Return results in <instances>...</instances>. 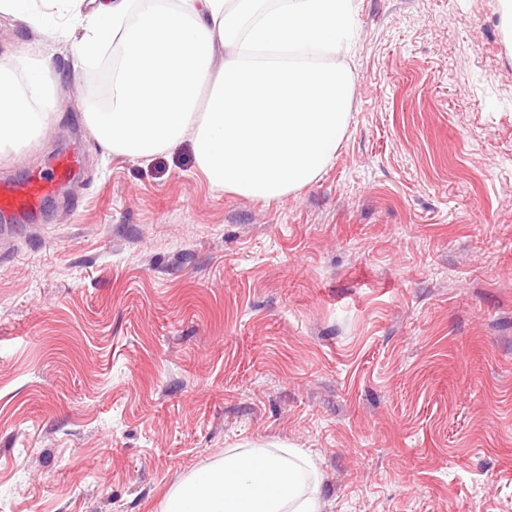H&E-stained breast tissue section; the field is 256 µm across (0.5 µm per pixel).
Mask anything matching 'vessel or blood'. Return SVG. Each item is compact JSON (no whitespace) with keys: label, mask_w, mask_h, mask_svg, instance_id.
Listing matches in <instances>:
<instances>
[{"label":"vessel or blood","mask_w":512,"mask_h":512,"mask_svg":"<svg viewBox=\"0 0 512 512\" xmlns=\"http://www.w3.org/2000/svg\"><path fill=\"white\" fill-rule=\"evenodd\" d=\"M82 169L81 153L70 151L58 155L49 170L33 171L19 181L0 182V216L12 219L36 215L44 202Z\"/></svg>","instance_id":"vessel-or-blood-1"}]
</instances>
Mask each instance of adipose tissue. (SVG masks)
Instances as JSON below:
<instances>
[{
  "label": "adipose tissue",
  "instance_id": "adipose-tissue-1",
  "mask_svg": "<svg viewBox=\"0 0 512 512\" xmlns=\"http://www.w3.org/2000/svg\"><path fill=\"white\" fill-rule=\"evenodd\" d=\"M354 0H0L49 39L81 36L73 71L112 43L105 109L84 124L105 151L147 163L191 142L211 188L275 202L312 184L348 131ZM224 46L216 63L214 48ZM53 53L0 64V155L36 141L58 102ZM307 451L245 443L180 477L159 512H324Z\"/></svg>",
  "mask_w": 512,
  "mask_h": 512
}]
</instances>
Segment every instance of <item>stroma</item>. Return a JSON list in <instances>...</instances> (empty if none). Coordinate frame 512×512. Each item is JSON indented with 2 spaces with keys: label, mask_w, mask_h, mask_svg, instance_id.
I'll return each mask as SVG.
<instances>
[{
  "label": "stroma",
  "mask_w": 512,
  "mask_h": 512,
  "mask_svg": "<svg viewBox=\"0 0 512 512\" xmlns=\"http://www.w3.org/2000/svg\"><path fill=\"white\" fill-rule=\"evenodd\" d=\"M345 141L263 203L190 142L141 166L92 69L0 180L85 177L0 223V512H156L224 449L308 451L326 512H512V50L498 0H355ZM44 34L0 21V59Z\"/></svg>",
  "instance_id": "1"
}]
</instances>
